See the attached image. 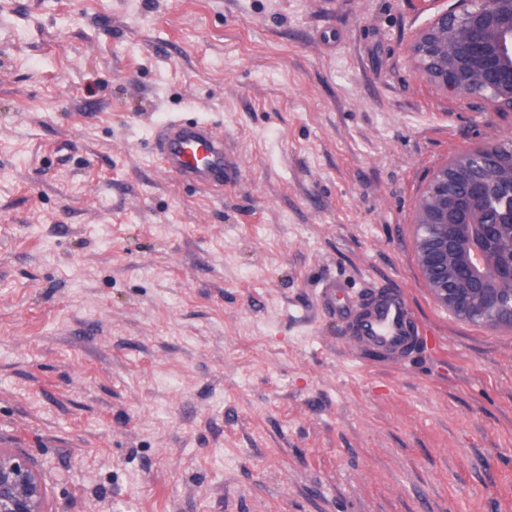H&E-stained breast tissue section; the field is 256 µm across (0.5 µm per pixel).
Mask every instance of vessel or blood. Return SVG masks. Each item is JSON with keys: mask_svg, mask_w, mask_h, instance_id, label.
I'll return each instance as SVG.
<instances>
[{"mask_svg": "<svg viewBox=\"0 0 512 512\" xmlns=\"http://www.w3.org/2000/svg\"><path fill=\"white\" fill-rule=\"evenodd\" d=\"M154 150L168 172L197 186L224 184V141L196 119L173 118L154 136ZM319 301L329 313L352 323L362 346L401 363L417 337L406 296L393 288L377 289L367 302L343 293L335 281L322 283Z\"/></svg>", "mask_w": 512, "mask_h": 512, "instance_id": "obj_1", "label": "vessel or blood"}]
</instances>
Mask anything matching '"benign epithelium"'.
Returning a JSON list of instances; mask_svg holds the SVG:
<instances>
[{
    "label": "benign epithelium",
    "instance_id": "1",
    "mask_svg": "<svg viewBox=\"0 0 512 512\" xmlns=\"http://www.w3.org/2000/svg\"><path fill=\"white\" fill-rule=\"evenodd\" d=\"M418 32L412 55L448 97L466 100L479 88L489 112H512V0H450ZM500 143L485 142L453 155L435 170L418 207L416 224L438 229L419 235L421 272L438 302L462 320L476 309L509 305L512 253L502 255L486 228L512 224V164L499 160ZM489 266L495 282L483 280ZM43 489L21 454L0 451V512H44Z\"/></svg>",
    "mask_w": 512,
    "mask_h": 512
}]
</instances>
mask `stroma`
Instances as JSON below:
<instances>
[{
	"label": "stroma",
	"mask_w": 512,
	"mask_h": 512,
	"mask_svg": "<svg viewBox=\"0 0 512 512\" xmlns=\"http://www.w3.org/2000/svg\"><path fill=\"white\" fill-rule=\"evenodd\" d=\"M448 0H0V448L47 512H512V330L426 287L433 170L512 139L409 54ZM224 135L223 191L154 155ZM403 290L407 364L323 311Z\"/></svg>",
	"instance_id": "obj_1"
}]
</instances>
